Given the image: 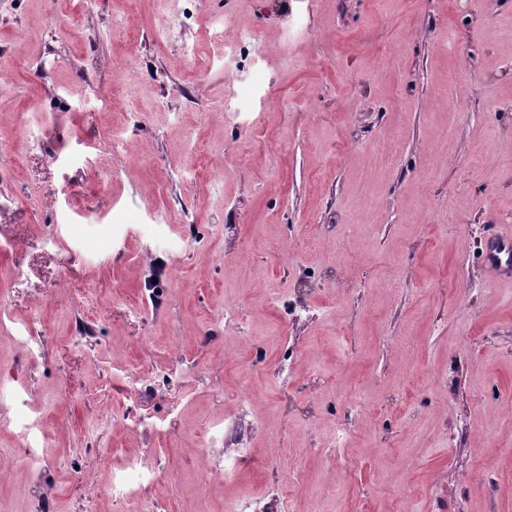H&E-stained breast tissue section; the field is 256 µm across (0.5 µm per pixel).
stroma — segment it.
<instances>
[{
    "label": "stroma",
    "instance_id": "obj_1",
    "mask_svg": "<svg viewBox=\"0 0 512 512\" xmlns=\"http://www.w3.org/2000/svg\"><path fill=\"white\" fill-rule=\"evenodd\" d=\"M75 2L0 0V512H512V0ZM215 36L219 37L224 42V23L215 22L213 23ZM255 37V33L247 25L239 26L236 34V39L231 45H226L224 42V67L231 64L238 58L243 52H245L250 46L251 42ZM485 257L486 283L512 284V226L489 225Z\"/></svg>",
    "mask_w": 512,
    "mask_h": 512
}]
</instances>
